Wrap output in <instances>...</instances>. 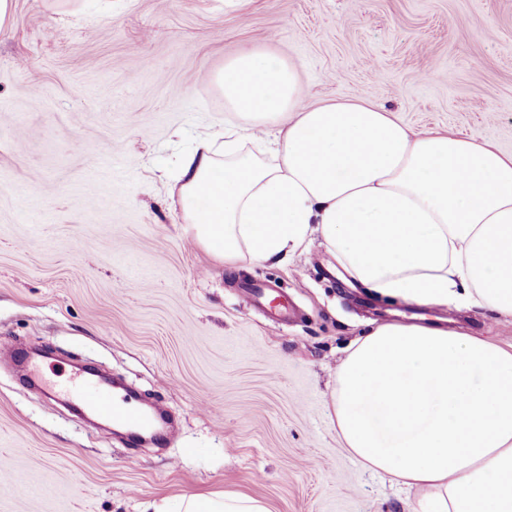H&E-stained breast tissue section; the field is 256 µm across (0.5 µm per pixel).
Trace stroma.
I'll return each mask as SVG.
<instances>
[{
    "mask_svg": "<svg viewBox=\"0 0 512 512\" xmlns=\"http://www.w3.org/2000/svg\"><path fill=\"white\" fill-rule=\"evenodd\" d=\"M0 26V341L48 346L167 407L136 445L0 358V512H146L234 491L272 512H413L331 418L336 369L379 323H448L500 344L512 318L383 299L319 236L282 264L229 268L193 239L166 176L238 123L213 77L256 47L311 101L368 97L419 130L512 153V0H13ZM276 283V324L240 280Z\"/></svg>",
    "mask_w": 512,
    "mask_h": 512,
    "instance_id": "obj_1",
    "label": "stroma"
}]
</instances>
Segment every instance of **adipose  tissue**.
I'll list each match as a JSON object with an SVG mask.
<instances>
[{"label": "adipose tissue", "instance_id": "adipose-tissue-1", "mask_svg": "<svg viewBox=\"0 0 512 512\" xmlns=\"http://www.w3.org/2000/svg\"><path fill=\"white\" fill-rule=\"evenodd\" d=\"M245 134L201 136L171 189L195 241L233 267L281 260L318 233L379 296L512 316V153L415 130L367 98L308 102L295 65L248 48L213 78ZM336 428L416 512H512V347L385 323L336 371ZM183 512H271L239 493Z\"/></svg>", "mask_w": 512, "mask_h": 512}]
</instances>
